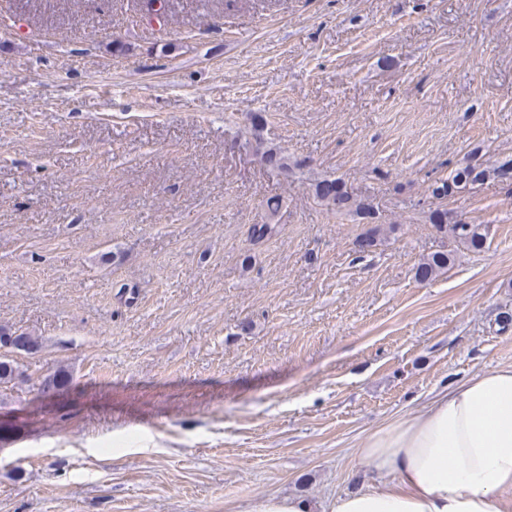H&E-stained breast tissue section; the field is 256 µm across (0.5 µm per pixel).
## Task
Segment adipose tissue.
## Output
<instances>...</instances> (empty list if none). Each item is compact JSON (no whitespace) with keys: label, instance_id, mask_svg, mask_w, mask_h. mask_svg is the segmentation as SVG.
Here are the masks:
<instances>
[{"label":"adipose tissue","instance_id":"obj_1","mask_svg":"<svg viewBox=\"0 0 512 512\" xmlns=\"http://www.w3.org/2000/svg\"><path fill=\"white\" fill-rule=\"evenodd\" d=\"M358 453L377 482L339 495L330 512H512V365L450 386Z\"/></svg>","mask_w":512,"mask_h":512}]
</instances>
